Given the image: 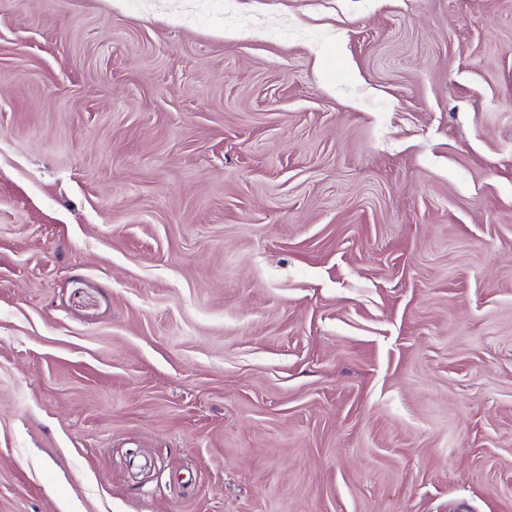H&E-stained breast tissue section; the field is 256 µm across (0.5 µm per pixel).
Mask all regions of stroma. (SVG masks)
Here are the masks:
<instances>
[{
    "label": "stroma",
    "mask_w": 512,
    "mask_h": 512,
    "mask_svg": "<svg viewBox=\"0 0 512 512\" xmlns=\"http://www.w3.org/2000/svg\"><path fill=\"white\" fill-rule=\"evenodd\" d=\"M63 501L512 512V0H0V512Z\"/></svg>",
    "instance_id": "1"
}]
</instances>
